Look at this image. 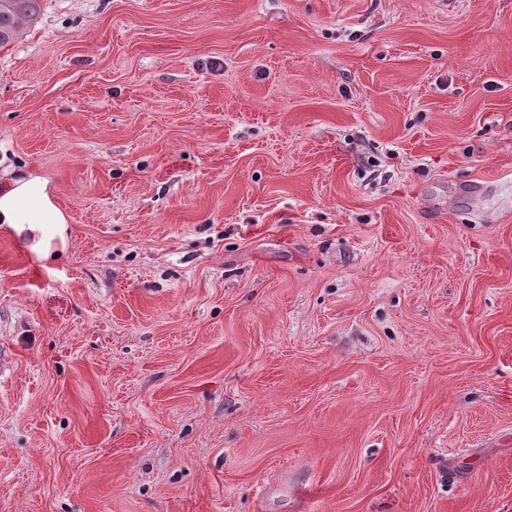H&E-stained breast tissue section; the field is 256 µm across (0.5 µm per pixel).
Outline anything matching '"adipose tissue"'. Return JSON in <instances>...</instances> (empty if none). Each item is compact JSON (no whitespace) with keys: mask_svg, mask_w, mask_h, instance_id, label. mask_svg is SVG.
Instances as JSON below:
<instances>
[{"mask_svg":"<svg viewBox=\"0 0 512 512\" xmlns=\"http://www.w3.org/2000/svg\"><path fill=\"white\" fill-rule=\"evenodd\" d=\"M67 218L57 207L48 180L21 174L12 179L8 190L0 193V224L19 229L43 230L45 225L62 227Z\"/></svg>","mask_w":512,"mask_h":512,"instance_id":"obj_1","label":"adipose tissue"}]
</instances>
